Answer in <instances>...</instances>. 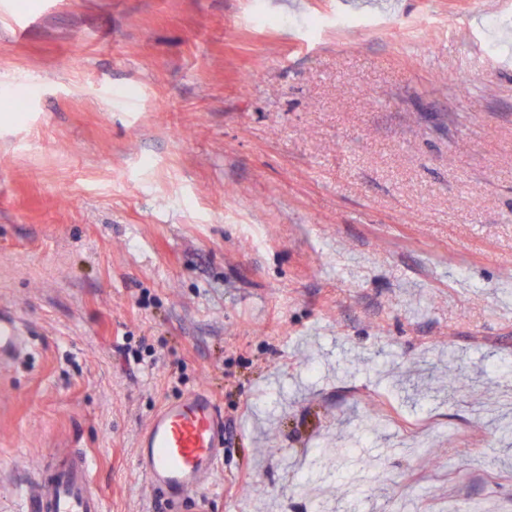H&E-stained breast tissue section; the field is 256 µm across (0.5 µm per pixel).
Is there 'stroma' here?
I'll return each mask as SVG.
<instances>
[{
  "label": "stroma",
  "mask_w": 512,
  "mask_h": 512,
  "mask_svg": "<svg viewBox=\"0 0 512 512\" xmlns=\"http://www.w3.org/2000/svg\"><path fill=\"white\" fill-rule=\"evenodd\" d=\"M0 312V512L199 388L210 512H512V0H0ZM26 347V338L18 321L0 314V361H13Z\"/></svg>",
  "instance_id": "obj_1"
}]
</instances>
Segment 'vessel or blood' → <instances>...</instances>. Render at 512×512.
I'll return each instance as SVG.
<instances>
[{"mask_svg": "<svg viewBox=\"0 0 512 512\" xmlns=\"http://www.w3.org/2000/svg\"><path fill=\"white\" fill-rule=\"evenodd\" d=\"M26 347L18 321L0 314V361H13ZM224 458V416L215 399L197 389L165 403L139 435L135 465L148 486L178 512H205L203 493ZM25 512H104L85 452L38 473L24 498Z\"/></svg>", "mask_w": 512, "mask_h": 512, "instance_id": "obj_1", "label": "vessel or blood"}]
</instances>
